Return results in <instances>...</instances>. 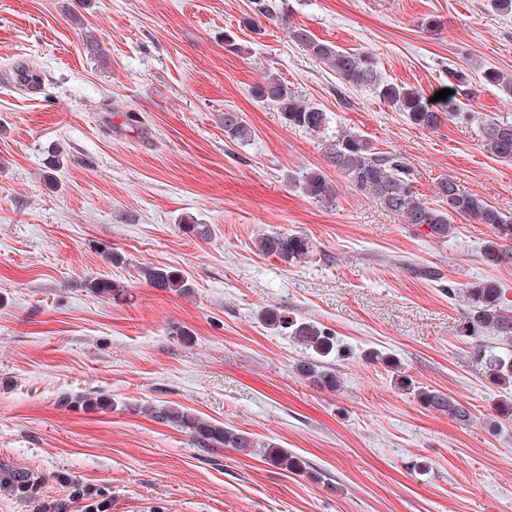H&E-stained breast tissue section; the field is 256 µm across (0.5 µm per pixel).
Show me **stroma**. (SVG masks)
<instances>
[{"instance_id":"35a3bbf8","label":"stroma","mask_w":512,"mask_h":512,"mask_svg":"<svg viewBox=\"0 0 512 512\" xmlns=\"http://www.w3.org/2000/svg\"><path fill=\"white\" fill-rule=\"evenodd\" d=\"M290 3L293 25L371 52L384 79L429 99L452 66L512 75V14L487 0ZM247 11L248 0H0V465L45 478L30 497L0 491V512H41L76 483L105 493L110 512H512V423L490 429L502 392L471 359L457 334L463 304L448 297L449 285L492 279L512 300V263L482 260L491 229L460 217L443 243L403 223L328 166L324 135L289 127L251 90L279 76L330 129L402 158L423 199L451 176L507 214L512 163L481 148L480 129L488 116L512 120V100L484 86L465 101L468 122L417 128L281 26L246 30ZM430 16L441 31L421 28ZM228 33L240 53L225 52ZM19 66L40 86L19 87ZM228 109L250 141L225 138ZM56 147L63 165L49 177ZM315 168L336 187L333 205L293 181ZM272 232L307 236L311 258L259 254L256 239ZM145 265L179 271L191 292L150 286ZM92 278L122 296L94 295ZM273 307L335 333L339 388L297 373L306 352L260 319ZM371 349L468 405L472 421L423 408L365 360ZM64 391L100 392L113 407L64 408ZM148 402L246 432L258 449L200 451L126 409ZM270 443L306 472L267 463Z\"/></svg>"}]
</instances>
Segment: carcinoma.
I'll return each mask as SVG.
<instances>
[{
	"label": "carcinoma",
	"mask_w": 512,
	"mask_h": 512,
	"mask_svg": "<svg viewBox=\"0 0 512 512\" xmlns=\"http://www.w3.org/2000/svg\"><path fill=\"white\" fill-rule=\"evenodd\" d=\"M249 3L251 12L244 21L247 28L257 30L258 21L262 19L281 25L291 41L300 44L311 57L334 71L344 85L373 91L379 99L404 113L413 126L436 131L447 120L462 123L471 118V113L464 111L460 101L462 96L473 95L464 71L448 68V89L453 94L434 106L415 88L383 81L377 72L376 59L369 52L343 51L332 42L315 38L306 29L292 25L288 0H249ZM483 79L512 100L511 75L486 69ZM253 95L258 101L273 105L291 128L313 134H321L327 129V113L318 104L300 99L287 82L277 76L269 75L255 85ZM224 136L241 143L250 140L252 130L241 113L229 109L224 111ZM480 146L492 157L512 162V121L494 117L484 120ZM325 157L329 165L351 185L365 192L376 205L401 217L406 224L427 228V236L448 241L455 233L454 218L463 217L492 229L493 237L482 248L485 263L498 265L512 260V215L503 213L483 197L462 190L454 178L440 179L436 183V201H426L414 190L412 170L404 161L375 150L362 135L345 129L336 131V135L328 140ZM298 183L302 193L317 203L330 204L336 197L334 184L320 169L303 172ZM256 248L263 255L276 256L288 263H300L313 251L309 238L294 233L264 234L257 240ZM142 273L145 281L155 288L183 294L191 288L187 278L167 266H147ZM86 286L95 295L118 297L122 293L120 285L105 279H91ZM448 296L454 300L461 297L465 302L458 333L472 340L471 359L490 383L508 393V397L498 400L495 405L498 418L493 424L512 421V399L509 398L512 393V310L505 304L502 288L492 280L473 281L461 288H448ZM261 317L273 326L288 330L293 341L308 352V359L296 367L303 378L321 388L335 390L340 386L336 368L325 362V358L336 351L334 335L315 321L293 319L278 308L262 310ZM487 333L496 337L505 349L486 344L482 337ZM369 358L390 368L400 389L413 393L423 407L447 414L463 424L472 421L473 415L467 405L441 390L415 385L402 373L395 358L381 352H371ZM73 404L100 410L112 406L109 398L101 393L78 396L64 392L57 398L60 407ZM133 411L179 429L194 447L205 452L218 448L248 452L254 447V441L247 433L187 409L135 403ZM265 456L271 465L283 471L297 473L306 468V462L286 448L269 444ZM43 481L44 478L29 470L0 469V489L16 495H31ZM73 498L85 501L84 512L110 510L109 498L98 492H87L76 483L70 498L43 502V512H69Z\"/></svg>",
	"instance_id": "carcinoma-1"
}]
</instances>
